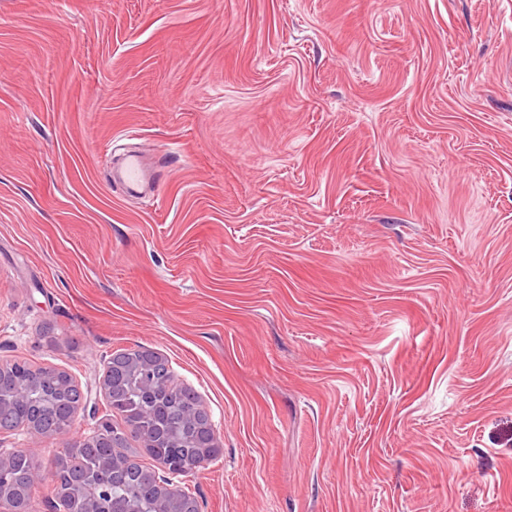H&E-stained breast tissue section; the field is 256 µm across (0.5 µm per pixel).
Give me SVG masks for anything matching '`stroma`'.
<instances>
[{"label":"stroma","instance_id":"1","mask_svg":"<svg viewBox=\"0 0 512 512\" xmlns=\"http://www.w3.org/2000/svg\"><path fill=\"white\" fill-rule=\"evenodd\" d=\"M137 345L199 512H512V0H0V362L84 397L30 512ZM122 175L129 186L141 183H153L156 179L154 171H150L144 163V156L137 152L127 154L123 159Z\"/></svg>","mask_w":512,"mask_h":512}]
</instances>
